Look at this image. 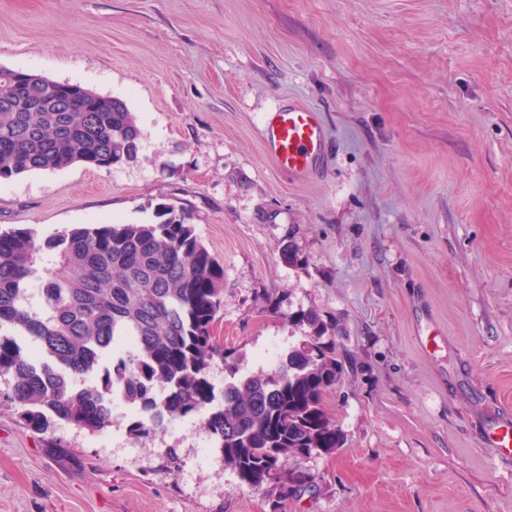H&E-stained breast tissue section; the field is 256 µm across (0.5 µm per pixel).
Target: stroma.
Segmentation results:
<instances>
[{"label":"stroma","instance_id":"1","mask_svg":"<svg viewBox=\"0 0 512 512\" xmlns=\"http://www.w3.org/2000/svg\"><path fill=\"white\" fill-rule=\"evenodd\" d=\"M0 67L120 98L143 132L137 162L1 180L0 232L186 211L241 371L302 338L292 314L334 325L344 436L284 465L309 477L285 497L240 482L201 420L38 432L1 378L0 512H512L485 440L512 412V0H0ZM291 101L327 130L304 180L260 133Z\"/></svg>","mask_w":512,"mask_h":512}]
</instances>
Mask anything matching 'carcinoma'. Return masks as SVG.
Instances as JSON below:
<instances>
[{
  "label": "carcinoma",
  "mask_w": 512,
  "mask_h": 512,
  "mask_svg": "<svg viewBox=\"0 0 512 512\" xmlns=\"http://www.w3.org/2000/svg\"><path fill=\"white\" fill-rule=\"evenodd\" d=\"M73 104L57 111V100ZM142 130L127 104L87 88L22 72L0 79V179L74 165L109 169L138 161ZM39 288L33 289L34 281ZM224 302V267L189 215L167 203L145 224L77 226L39 241L28 229L0 233V377L29 428L58 419L90 433L112 422L118 392L135 415L134 439L164 420L205 416L224 465L251 488L279 478L290 458L343 446L326 409L342 367L323 341L332 326L311 310L309 332L273 373L240 376L212 327ZM231 373L222 401L208 376ZM93 374V384H85ZM301 470L284 494L306 489Z\"/></svg>",
  "instance_id": "obj_1"
}]
</instances>
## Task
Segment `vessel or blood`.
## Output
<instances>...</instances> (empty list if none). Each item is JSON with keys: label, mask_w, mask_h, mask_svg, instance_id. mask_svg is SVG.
I'll return each instance as SVG.
<instances>
[{"label": "vessel or blood", "mask_w": 512, "mask_h": 512, "mask_svg": "<svg viewBox=\"0 0 512 512\" xmlns=\"http://www.w3.org/2000/svg\"><path fill=\"white\" fill-rule=\"evenodd\" d=\"M325 140V127L315 108L291 103L265 116V149L292 178H307L317 171L325 157Z\"/></svg>", "instance_id": "b4317fda"}]
</instances>
